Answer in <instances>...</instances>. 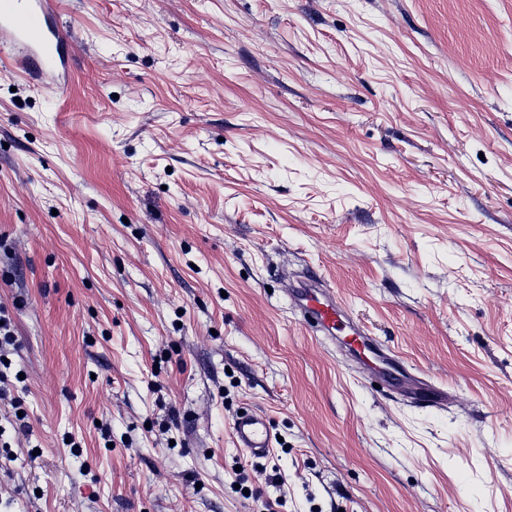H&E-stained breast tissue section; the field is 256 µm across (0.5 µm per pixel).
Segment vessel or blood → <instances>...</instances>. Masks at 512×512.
Wrapping results in <instances>:
<instances>
[{
  "label": "vessel or blood",
  "instance_id": "b4317fda",
  "mask_svg": "<svg viewBox=\"0 0 512 512\" xmlns=\"http://www.w3.org/2000/svg\"><path fill=\"white\" fill-rule=\"evenodd\" d=\"M58 15L57 0H0V33L8 34L10 45L24 49V63L33 64L42 75L57 83L71 66ZM294 302L308 315L314 332L347 337L351 351L382 355V346L351 324L335 300L326 297L316 283L300 285ZM232 433L237 447L249 455L260 458L269 453L272 433L263 415L243 412L235 418Z\"/></svg>",
  "mask_w": 512,
  "mask_h": 512
}]
</instances>
